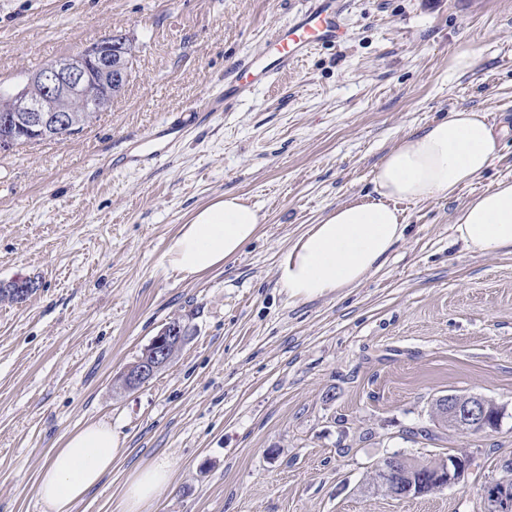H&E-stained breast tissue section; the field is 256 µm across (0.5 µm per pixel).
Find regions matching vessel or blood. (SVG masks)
<instances>
[{
  "instance_id": "b4317fda",
  "label": "vessel or blood",
  "mask_w": 512,
  "mask_h": 512,
  "mask_svg": "<svg viewBox=\"0 0 512 512\" xmlns=\"http://www.w3.org/2000/svg\"><path fill=\"white\" fill-rule=\"evenodd\" d=\"M343 12V0H310L305 11L275 33L271 58L266 60L259 56L251 59L250 80L244 83L237 77L231 79L224 88L225 98L241 97L253 84L287 72L313 48L341 40L344 36ZM207 109L208 104L203 101L154 126L145 136L136 139L135 150L126 154L124 165L134 167L161 159L194 123L198 113Z\"/></svg>"
}]
</instances>
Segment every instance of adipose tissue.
<instances>
[{"label":"adipose tissue","mask_w":512,"mask_h":512,"mask_svg":"<svg viewBox=\"0 0 512 512\" xmlns=\"http://www.w3.org/2000/svg\"><path fill=\"white\" fill-rule=\"evenodd\" d=\"M504 137L486 113L464 109L404 136L376 170L373 197L337 206L289 245L277 271L281 288L305 301L360 285L407 235L399 203L452 196L498 157ZM260 224L258 209L224 195L180 225L164 260L185 279L222 268L256 237ZM452 231L471 254L492 256L512 248V178L499 179L467 201ZM119 451V439L105 423L70 433L40 473L38 496L45 512H71L111 471ZM170 480L165 459L136 470L126 483L121 512H144Z\"/></svg>","instance_id":"adipose-tissue-1"}]
</instances>
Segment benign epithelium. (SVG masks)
<instances>
[{
	"mask_svg": "<svg viewBox=\"0 0 512 512\" xmlns=\"http://www.w3.org/2000/svg\"><path fill=\"white\" fill-rule=\"evenodd\" d=\"M128 66L126 37L114 34L73 58L60 59L30 75L8 94L7 112H55L60 126L71 124L68 109L57 106L65 98L78 101V112H99L122 90V78ZM151 360L128 373L127 388H134L167 365L183 345L180 329H166L152 339ZM488 399L478 395L442 396L431 407V415L446 420L457 432L470 435L487 433ZM471 467L468 456H452L444 466L426 476L414 461L394 453L378 461L365 492L406 499L432 482L444 488L459 483ZM504 475L483 490L485 512H512V458L502 462Z\"/></svg>",
	"mask_w": 512,
	"mask_h": 512,
	"instance_id": "obj_1",
	"label": "benign epithelium"
}]
</instances>
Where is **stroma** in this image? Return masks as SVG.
I'll list each match as a JSON object with an SVG mask.
<instances>
[{
    "label": "stroma",
    "mask_w": 512,
    "mask_h": 512,
    "mask_svg": "<svg viewBox=\"0 0 512 512\" xmlns=\"http://www.w3.org/2000/svg\"><path fill=\"white\" fill-rule=\"evenodd\" d=\"M305 0H0V87L119 32L138 51L120 96L83 131L0 152V512H43L40 470L66 436L110 424L123 451L72 512H120L127 477L165 458L149 512H484L512 457V251L465 252L451 226L512 178V0H347L346 38L220 104L224 78L269 50ZM464 50L473 64L462 70ZM210 98L158 164L116 165L132 138ZM486 113L504 148L445 199L402 204L410 229L357 287L297 301L278 285L290 243L365 199L404 135ZM259 235L222 270L173 274L169 239L224 194ZM192 334L150 380L117 378L163 326ZM494 399L496 431L435 425L433 398ZM467 452L464 479L399 500L365 493L400 452Z\"/></svg>",
    "instance_id": "35a3bbf8"
}]
</instances>
